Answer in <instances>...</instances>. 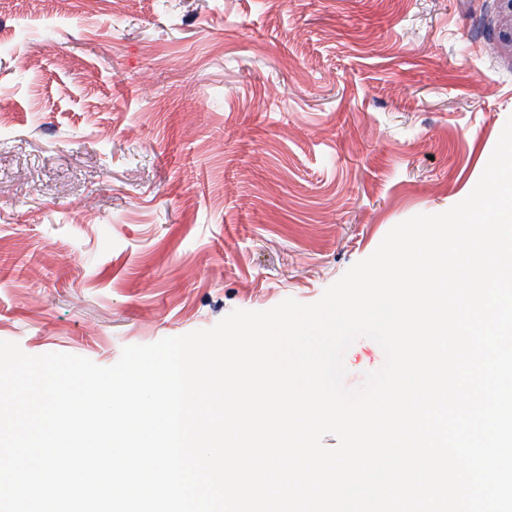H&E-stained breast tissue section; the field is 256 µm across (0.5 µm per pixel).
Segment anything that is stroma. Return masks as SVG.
<instances>
[{
  "label": "stroma",
  "instance_id": "35a3bbf8",
  "mask_svg": "<svg viewBox=\"0 0 512 512\" xmlns=\"http://www.w3.org/2000/svg\"><path fill=\"white\" fill-rule=\"evenodd\" d=\"M497 0H0V340L115 364L320 299L477 184ZM357 338L344 384L382 367Z\"/></svg>",
  "mask_w": 512,
  "mask_h": 512
}]
</instances>
